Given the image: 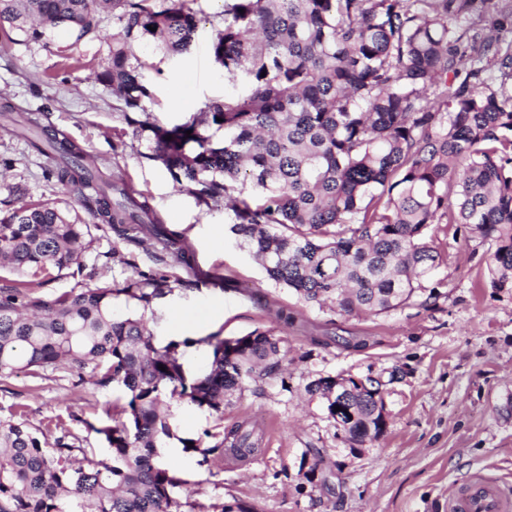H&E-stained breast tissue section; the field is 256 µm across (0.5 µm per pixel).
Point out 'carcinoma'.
I'll list each match as a JSON object with an SVG mask.
<instances>
[{"label":"carcinoma","instance_id":"1","mask_svg":"<svg viewBox=\"0 0 512 512\" xmlns=\"http://www.w3.org/2000/svg\"><path fill=\"white\" fill-rule=\"evenodd\" d=\"M189 0H0V33L24 42L61 31L78 42L112 9L117 24L102 73L124 112L151 97L137 48L147 36L170 55L192 45ZM486 0H224V31L213 57L245 89L208 103L171 127L140 121L156 158L174 181L208 208L234 215L231 232L261 262L269 280L307 303L334 304L341 315H379L418 295L443 255L428 239L435 224H466L495 249L492 288H512V46L483 26ZM465 18L459 32L452 24ZM494 67L500 86L485 78ZM432 96H427V91ZM23 128L59 162L49 177L79 193L89 219L54 202L27 203L0 219V266L15 276L0 287V376L38 373L57 363L91 369L99 384L130 393L126 419L95 429L111 462L84 454L65 433L49 448L24 423L0 418V512H180L179 480L157 461L175 439L161 411L166 397L224 416L244 377L281 354L269 332L224 339L171 340L156 346L146 313L172 292L170 276L141 274L121 288H72L46 301L35 278H56L94 249V230L151 238L173 261L191 264L185 237L163 224L148 200L113 181L97 157L20 116ZM224 132L213 140L207 130ZM191 135H186V131ZM125 296L140 312L117 315ZM204 344L209 373L187 377L183 349ZM383 384L320 377L306 386L325 401L346 396L341 429L350 447L384 431ZM262 433L244 421L208 453L247 460ZM83 453L79 462L74 452Z\"/></svg>","mask_w":512,"mask_h":512}]
</instances>
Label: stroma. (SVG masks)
Segmentation results:
<instances>
[{"mask_svg": "<svg viewBox=\"0 0 512 512\" xmlns=\"http://www.w3.org/2000/svg\"><path fill=\"white\" fill-rule=\"evenodd\" d=\"M197 29L190 50L161 51L145 38L142 76L152 91L145 119L171 126L205 104L241 92L215 62L212 44L224 29V0H194ZM116 24L100 13L97 33L81 41L58 35L0 52V105L39 115L96 156L104 174H122L144 194L164 224L186 237L193 268L223 277L225 289L192 286L193 268L169 270L179 284L154 306L150 327L159 344L171 339L218 335L235 338L271 332L284 338L285 360L263 365L244 381L223 416L179 399L164 411L179 438H198L249 419L266 437L251 464L235 468L178 442L163 451L165 466L181 479L174 495L181 512H220L243 501L257 512H448V491L472 477L512 488V289L490 287V245L470 227L439 226L433 235L444 262L433 282L438 295L378 316H342L331 305L302 301L269 281L255 257L230 231L233 213L209 208L174 183L154 156L150 133L133 135L111 89L97 78L108 62ZM53 157L34 151L18 125L0 117V218L21 204L65 200L78 205L46 172ZM75 274L40 286L53 299L75 285L107 281L122 287L141 273L162 272L153 248L119 239L108 226ZM127 256L128 264L109 259ZM364 339L360 350L336 342ZM385 378L388 426L378 440L351 453L322 399L306 385L339 373ZM128 400L123 387L101 386L91 371L67 366L0 381V417L11 415L54 442L62 432L97 458L110 450L95 429L119 418ZM320 451L314 481L299 475L308 449Z\"/></svg>", "mask_w": 512, "mask_h": 512, "instance_id": "stroma-1", "label": "stroma"}]
</instances>
